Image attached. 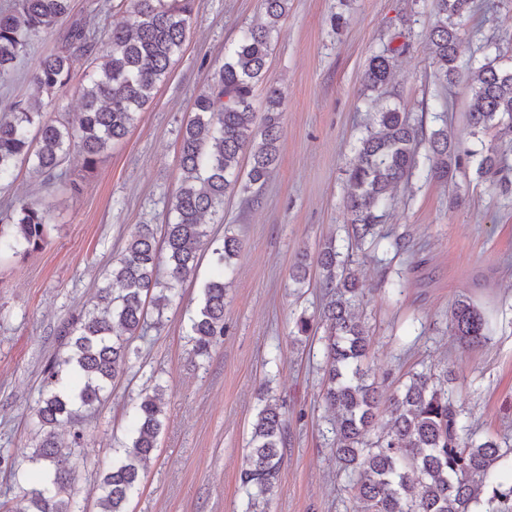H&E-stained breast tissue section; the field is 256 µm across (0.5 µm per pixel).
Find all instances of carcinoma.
I'll return each mask as SVG.
<instances>
[{
  "label": "carcinoma",
  "mask_w": 512,
  "mask_h": 512,
  "mask_svg": "<svg viewBox=\"0 0 512 512\" xmlns=\"http://www.w3.org/2000/svg\"><path fill=\"white\" fill-rule=\"evenodd\" d=\"M71 0H14L0 10V79L11 76L31 37L51 33L70 13ZM128 3L129 19L99 40L96 23L75 20L60 45L45 56L32 80L53 96L68 86L72 68L102 59L81 88L76 123L48 119L43 101L14 104L0 119V181L20 162L31 164L51 181L63 175L71 146L78 147L85 168L92 170L111 144L129 132L153 98L186 40L197 0H119ZM265 21L249 28L224 64L210 74L208 87L193 102V115L181 127L180 165L184 178L171 203L172 218L162 240L151 224H140L123 254L112 261L92 308L79 312L60 330L65 352L44 371V389L34 409L36 441L26 458L35 470L37 487L20 506L0 503V512H81L72 495L75 458L87 447L82 413L112 393V382L131 362V342L148 324L149 308L157 313L178 296L179 287L195 275L200 252L208 249L217 270L207 280L198 310L191 318L189 343L200 358L210 356L224 336V273L241 242L224 237L217 243L202 218L224 210V194L238 183L239 157L247 152L249 184L263 182L275 168L280 138L281 97L267 75L272 33L288 12V0H261ZM471 10V0H434L436 21L428 33L437 79L454 82L458 31L455 18ZM402 48L370 57L364 72L367 89L380 93L388 83L393 60ZM475 82L468 112L471 135L495 129L512 134V68L500 55L487 56L473 71ZM266 85L263 113L254 107V92ZM379 129H367L357 161L348 170L345 203L351 215L349 237L357 243L381 236L382 210L394 190L416 168L422 131L406 112L385 107L375 113ZM431 171L448 181L461 168L459 142L443 126L428 138ZM478 173L492 185L509 181L512 169L488 148ZM49 214L35 201H9L0 208V256L32 254L47 242ZM326 302L320 313L323 337V400L336 413L332 424L336 460L351 478L358 512H512V481L497 473L512 447L492 439L475 440L462 410L448 397V379L414 373L386 396L369 381V336L353 308L361 288L348 261L333 243L319 252ZM166 269V281L159 279ZM449 328L464 348L490 340L485 313L464 294L455 300ZM252 425L246 468L240 482L252 512H265L283 463L286 420L278 400L265 388ZM389 416L387 429L373 434L378 412ZM164 419L163 387L139 397L131 416L132 435L116 450L100 480L99 512H127L126 503L140 480V465L156 448ZM73 426L69 445L56 428Z\"/></svg>",
  "instance_id": "carcinoma-1"
}]
</instances>
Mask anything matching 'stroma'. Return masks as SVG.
I'll list each match as a JSON object with an SVG mask.
<instances>
[{"label":"stroma","mask_w":512,"mask_h":512,"mask_svg":"<svg viewBox=\"0 0 512 512\" xmlns=\"http://www.w3.org/2000/svg\"><path fill=\"white\" fill-rule=\"evenodd\" d=\"M474 5L458 22L460 75L446 85L427 47L432 0H289L268 60L282 100L278 165L263 184L226 194L223 216L206 219L213 237L242 243L224 276V340L206 361L192 357L187 342L189 317L211 274L205 251L160 323L134 340L139 356L128 373L83 418L90 449L76 460L73 496L84 512H98L99 479L115 442L129 436L132 402L157 384L166 390L164 426L128 512H247L239 474L265 386L284 400L288 424L266 512H355L332 452L322 344L296 328L300 316H318L323 307L319 269L310 266L300 285L289 272L327 242L347 248L346 171L386 105L409 113L427 134L440 126L437 113L446 112L449 133L474 156L445 182L431 174L427 146L419 144L417 167L384 218L401 250L352 251L372 376L390 393L416 372L451 373L448 389L475 438L512 443V187L489 185L476 172L493 143L512 164V144L488 133L471 136L467 128L469 61L482 59L491 44L512 65V0ZM262 19L261 0H198L168 80L128 135L91 171L71 149L65 167L76 190L42 183L24 162L0 186V201L23 197L50 213L42 250L0 258V454L15 459L0 467V502L31 489L13 472L29 467L23 450L33 441L44 368L62 350L61 324L92 306L138 225L167 224L182 179L179 130L212 70ZM58 44L55 35L32 39L11 78L0 82V117L35 95L31 76ZM387 46L400 53L379 95L365 88L363 72ZM464 293L491 321L486 345L464 348L450 333L448 312Z\"/></svg>","instance_id":"stroma-1"}]
</instances>
